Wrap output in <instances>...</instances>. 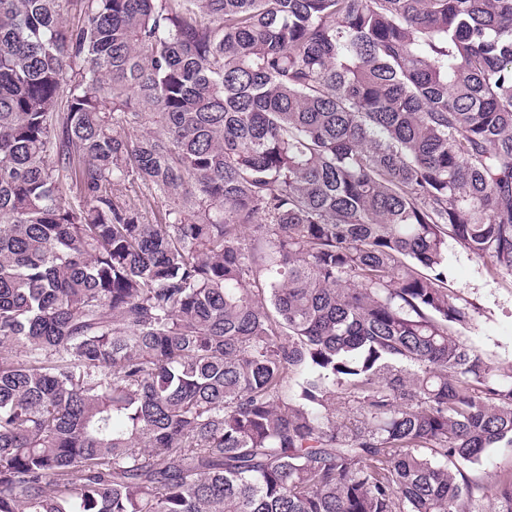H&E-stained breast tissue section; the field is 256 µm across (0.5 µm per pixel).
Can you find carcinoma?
Returning a JSON list of instances; mask_svg holds the SVG:
<instances>
[{
  "instance_id": "cac0c4a2",
  "label": "carcinoma",
  "mask_w": 512,
  "mask_h": 512,
  "mask_svg": "<svg viewBox=\"0 0 512 512\" xmlns=\"http://www.w3.org/2000/svg\"><path fill=\"white\" fill-rule=\"evenodd\" d=\"M79 2L0 0V512H512V0ZM448 262L449 290L461 303L474 307L471 324L458 327L454 335L493 361L512 364V275L491 271L452 241ZM507 470H512V448H496L489 452L483 467L477 473L486 476Z\"/></svg>"
}]
</instances>
